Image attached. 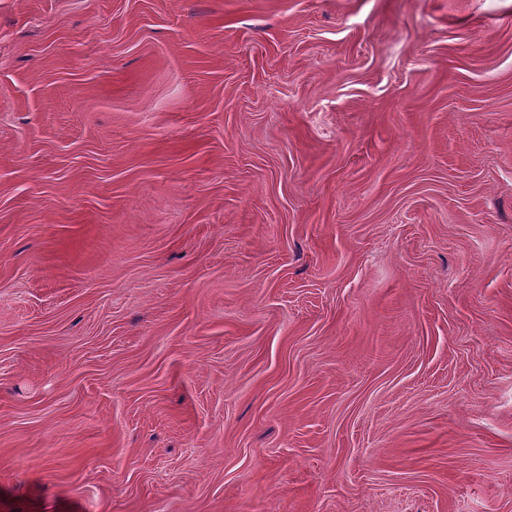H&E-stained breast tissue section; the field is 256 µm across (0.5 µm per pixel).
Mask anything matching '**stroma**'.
Listing matches in <instances>:
<instances>
[{
    "label": "stroma",
    "instance_id": "stroma-1",
    "mask_svg": "<svg viewBox=\"0 0 512 512\" xmlns=\"http://www.w3.org/2000/svg\"><path fill=\"white\" fill-rule=\"evenodd\" d=\"M0 512H512V0H0Z\"/></svg>",
    "mask_w": 512,
    "mask_h": 512
}]
</instances>
